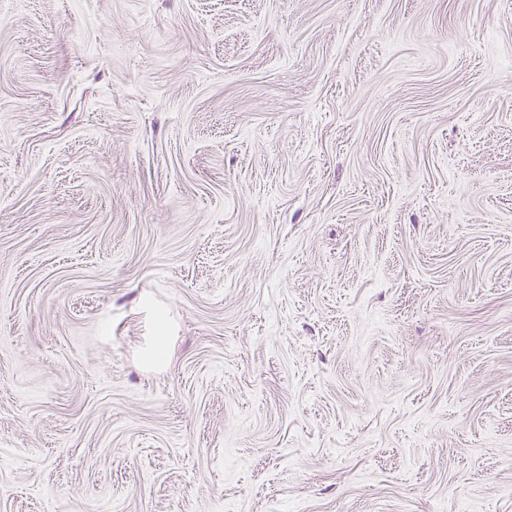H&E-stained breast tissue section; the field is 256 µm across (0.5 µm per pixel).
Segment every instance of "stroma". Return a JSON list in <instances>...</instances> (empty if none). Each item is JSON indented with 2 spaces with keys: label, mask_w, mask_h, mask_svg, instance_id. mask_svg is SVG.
I'll return each mask as SVG.
<instances>
[{
  "label": "stroma",
  "mask_w": 512,
  "mask_h": 512,
  "mask_svg": "<svg viewBox=\"0 0 512 512\" xmlns=\"http://www.w3.org/2000/svg\"><path fill=\"white\" fill-rule=\"evenodd\" d=\"M512 512V0H0V512Z\"/></svg>",
  "instance_id": "35a3bbf8"
}]
</instances>
